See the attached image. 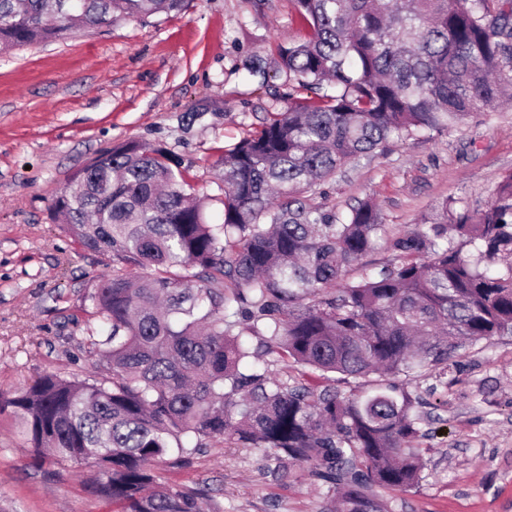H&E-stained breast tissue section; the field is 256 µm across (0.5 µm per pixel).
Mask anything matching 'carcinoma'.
Here are the masks:
<instances>
[{"mask_svg": "<svg viewBox=\"0 0 512 512\" xmlns=\"http://www.w3.org/2000/svg\"><path fill=\"white\" fill-rule=\"evenodd\" d=\"M68 2L0 0V51L182 4ZM295 2L306 34L281 67L314 97L289 98L224 152L223 223H207L169 153L136 141L96 155L54 202L69 236L112 255L82 302L97 326L81 342L101 372L0 391V414L34 463L94 464L103 512H222L152 466L180 469L224 437L271 451L275 477L302 467L332 512H387L380 491L423 479L412 384L512 336V173L485 207L444 202L403 236L370 200L338 216L301 198L356 160L512 98V0ZM383 243L393 259L349 278ZM278 363L309 379L279 380ZM334 373L365 389L341 395Z\"/></svg>", "mask_w": 512, "mask_h": 512, "instance_id": "cac0c4a2", "label": "carcinoma"}]
</instances>
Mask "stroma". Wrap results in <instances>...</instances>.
I'll return each mask as SVG.
<instances>
[{
	"label": "stroma",
	"mask_w": 512,
	"mask_h": 512,
	"mask_svg": "<svg viewBox=\"0 0 512 512\" xmlns=\"http://www.w3.org/2000/svg\"><path fill=\"white\" fill-rule=\"evenodd\" d=\"M304 34L295 0H183L167 15L0 54V390L96 368L77 342L94 323L81 299L112 260L53 220L71 175L131 140L161 147L205 197L207 221L221 223L224 151L296 94L279 60ZM511 172L512 106L503 104L347 165L304 200L344 214L372 199L390 233L403 235L447 199L485 206ZM419 389L435 405L417 440L424 477L410 492L383 491L390 512H512V337L477 344L452 375ZM268 463L263 449L216 439L190 466L155 472L207 488L223 512H327L325 488L301 468L277 480ZM96 476L90 465H33L0 414V512H101Z\"/></svg>",
	"instance_id": "1"
}]
</instances>
